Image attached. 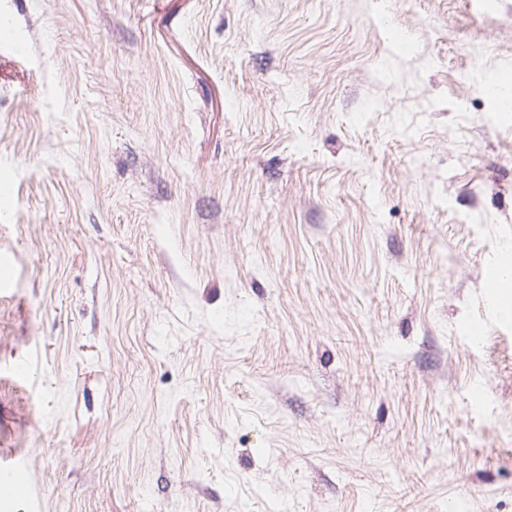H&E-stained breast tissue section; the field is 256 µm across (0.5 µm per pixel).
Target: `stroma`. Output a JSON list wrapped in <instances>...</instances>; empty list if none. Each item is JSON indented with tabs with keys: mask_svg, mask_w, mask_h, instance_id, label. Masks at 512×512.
<instances>
[{
	"mask_svg": "<svg viewBox=\"0 0 512 512\" xmlns=\"http://www.w3.org/2000/svg\"><path fill=\"white\" fill-rule=\"evenodd\" d=\"M0 19V512H512V0Z\"/></svg>",
	"mask_w": 512,
	"mask_h": 512,
	"instance_id": "1",
	"label": "stroma"
}]
</instances>
